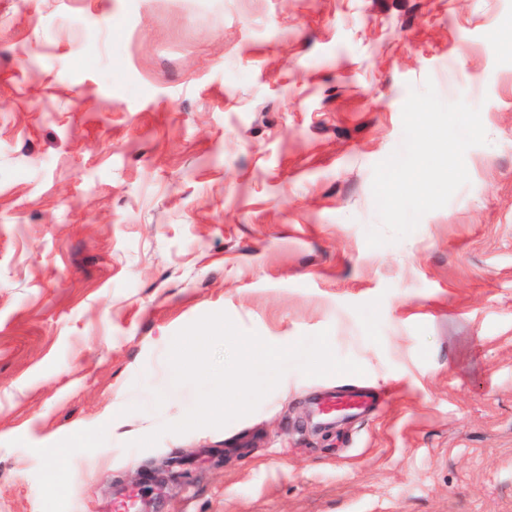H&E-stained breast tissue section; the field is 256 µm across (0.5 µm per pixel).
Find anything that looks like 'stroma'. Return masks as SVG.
<instances>
[{"mask_svg": "<svg viewBox=\"0 0 512 512\" xmlns=\"http://www.w3.org/2000/svg\"><path fill=\"white\" fill-rule=\"evenodd\" d=\"M512 0H0V512H512ZM480 108L470 181L403 240L374 166L410 89ZM329 330L225 427L173 336ZM353 383L371 414L323 419Z\"/></svg>", "mask_w": 512, "mask_h": 512, "instance_id": "35a3bbf8", "label": "stroma"}]
</instances>
